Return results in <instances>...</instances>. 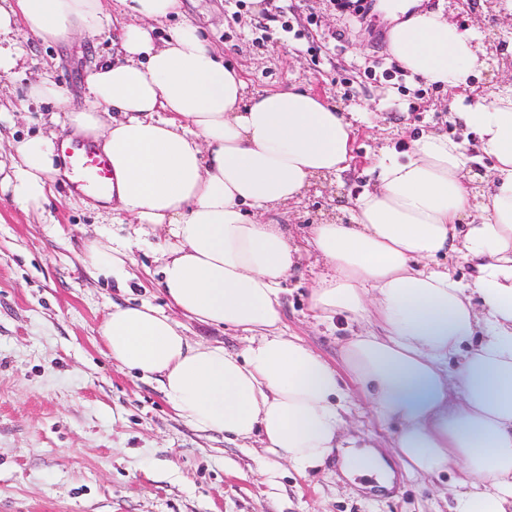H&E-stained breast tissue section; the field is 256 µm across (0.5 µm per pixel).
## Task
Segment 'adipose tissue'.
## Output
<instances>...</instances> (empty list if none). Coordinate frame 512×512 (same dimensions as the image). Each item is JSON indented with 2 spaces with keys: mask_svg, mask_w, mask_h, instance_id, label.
<instances>
[{
  "mask_svg": "<svg viewBox=\"0 0 512 512\" xmlns=\"http://www.w3.org/2000/svg\"><path fill=\"white\" fill-rule=\"evenodd\" d=\"M118 2L129 21L118 30L119 58L87 76L93 107H70L50 81L31 94L66 108L74 135L109 157L113 212L166 227L161 286L170 304L251 339L231 354L191 342L149 303L117 305L99 325L108 356L158 376L197 429L259 437L303 473L338 448L350 472L378 473L379 455L355 449L341 385L350 376L381 416L401 420L391 450L411 473L455 469L449 512H512V93H471L485 58L475 33L400 0L404 18L387 43L413 75L469 92L456 120L491 160L481 203L472 202L463 141L429 133L405 154H383L377 186L356 197L349 221L310 225L299 241L274 215L315 178L349 168L354 123L310 89L247 94L242 72L192 23L156 46L155 24L181 15L182 0ZM104 16V0H0V37L22 28L64 42L98 30ZM53 156V141L39 136L0 162V185L19 209L46 201L62 171ZM308 248L327 268L311 293L313 319L356 326L340 369L279 331L281 283ZM441 254L470 261L471 278L434 267ZM87 258L121 280L132 243L94 239Z\"/></svg>",
  "mask_w": 512,
  "mask_h": 512,
  "instance_id": "adipose-tissue-1",
  "label": "adipose tissue"
}]
</instances>
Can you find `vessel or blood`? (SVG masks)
Wrapping results in <instances>:
<instances>
[{"label":"vessel or blood","instance_id":"obj_1","mask_svg":"<svg viewBox=\"0 0 512 512\" xmlns=\"http://www.w3.org/2000/svg\"><path fill=\"white\" fill-rule=\"evenodd\" d=\"M57 150L66 158V180L72 192L103 195L110 191L111 162L94 144L65 137L58 142Z\"/></svg>","mask_w":512,"mask_h":512}]
</instances>
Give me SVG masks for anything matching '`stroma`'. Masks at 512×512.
Listing matches in <instances>:
<instances>
[{
    "instance_id": "obj_1",
    "label": "stroma",
    "mask_w": 512,
    "mask_h": 512,
    "mask_svg": "<svg viewBox=\"0 0 512 512\" xmlns=\"http://www.w3.org/2000/svg\"><path fill=\"white\" fill-rule=\"evenodd\" d=\"M388 0H373L351 21L331 0H184V13L157 26L168 38L181 20L244 72L250 92L295 85L312 88L347 112L362 113L348 172L317 180L277 219L295 239L308 224L341 222L355 198L378 180L385 147L404 150L421 133L451 136L460 108L446 88L405 70L388 52ZM449 20L475 30L487 50L472 77L476 89L504 92L512 67V16L494 0H424ZM110 21L68 42L47 44L26 31L8 41L20 55L0 75V154L13 142L66 135V117L51 99L30 97L46 79L63 87L71 106L90 108L86 78L114 58ZM163 229L93 208L58 179L42 208L20 210L0 192V512H448L452 476H411L386 456L392 486L346 476L340 459L299 473L269 454L259 440L233 442L195 430L179 417L156 380L140 378L104 354L97 328L114 304L146 301L164 309L191 341L242 353L245 332L200 323L171 308L159 286L157 244ZM111 236L134 241L124 282L85 264L88 241ZM322 270L314 255L284 283L283 325L330 363L341 365L345 322L314 320L310 290ZM354 424L390 441L398 420L380 419L351 388Z\"/></svg>"
}]
</instances>
